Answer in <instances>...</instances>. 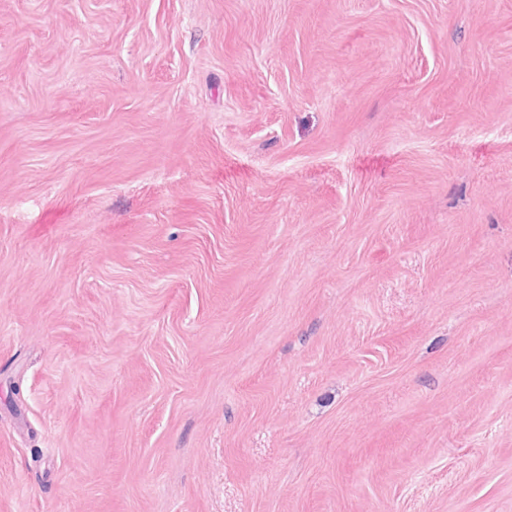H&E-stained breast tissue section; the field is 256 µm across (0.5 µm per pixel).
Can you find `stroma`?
<instances>
[{
  "label": "stroma",
  "instance_id": "stroma-1",
  "mask_svg": "<svg viewBox=\"0 0 512 512\" xmlns=\"http://www.w3.org/2000/svg\"><path fill=\"white\" fill-rule=\"evenodd\" d=\"M0 512H512V0H0Z\"/></svg>",
  "mask_w": 512,
  "mask_h": 512
}]
</instances>
